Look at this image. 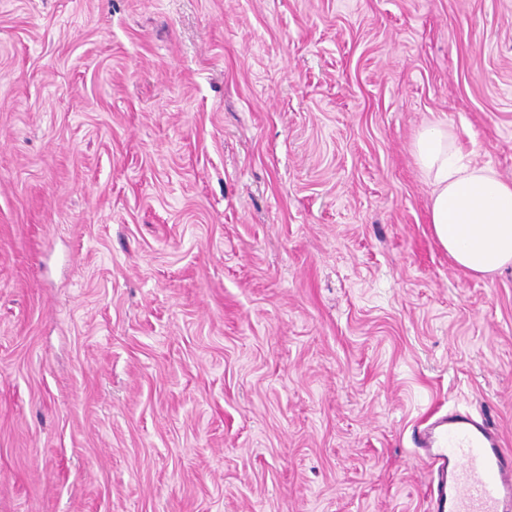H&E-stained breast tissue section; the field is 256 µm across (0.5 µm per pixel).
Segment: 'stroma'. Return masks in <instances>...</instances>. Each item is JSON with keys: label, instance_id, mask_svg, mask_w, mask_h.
<instances>
[{"label": "stroma", "instance_id": "stroma-1", "mask_svg": "<svg viewBox=\"0 0 512 512\" xmlns=\"http://www.w3.org/2000/svg\"><path fill=\"white\" fill-rule=\"evenodd\" d=\"M512 180V0H0V512H427L512 449V266L412 143ZM413 155L431 186L433 234L454 264L475 275L512 265V181L465 163L442 122L418 134ZM435 415L414 435L431 470L429 512H511L512 451L469 414Z\"/></svg>", "mask_w": 512, "mask_h": 512}]
</instances>
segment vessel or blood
Here are the masks:
<instances>
[{"instance_id":"vessel-or-blood-1","label":"vessel or blood","mask_w":512,"mask_h":512,"mask_svg":"<svg viewBox=\"0 0 512 512\" xmlns=\"http://www.w3.org/2000/svg\"><path fill=\"white\" fill-rule=\"evenodd\" d=\"M414 438L431 470L429 512H512V451L486 424L431 415Z\"/></svg>"}]
</instances>
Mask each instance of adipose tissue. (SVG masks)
Masks as SVG:
<instances>
[{
    "instance_id": "ef3b65f1",
    "label": "adipose tissue",
    "mask_w": 512,
    "mask_h": 512,
    "mask_svg": "<svg viewBox=\"0 0 512 512\" xmlns=\"http://www.w3.org/2000/svg\"><path fill=\"white\" fill-rule=\"evenodd\" d=\"M413 155L431 186L433 234L454 264L476 275L512 265V181L464 162L441 122L418 134Z\"/></svg>"
}]
</instances>
